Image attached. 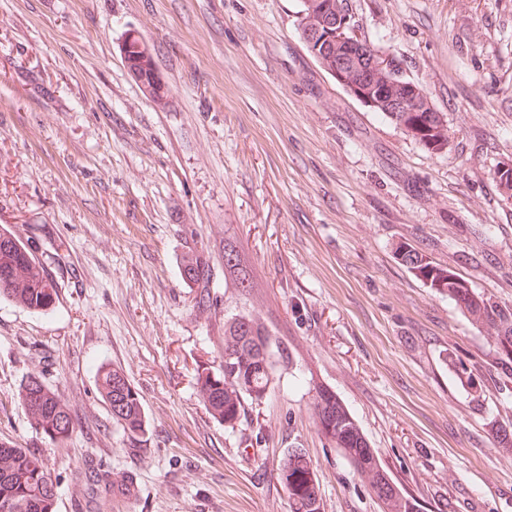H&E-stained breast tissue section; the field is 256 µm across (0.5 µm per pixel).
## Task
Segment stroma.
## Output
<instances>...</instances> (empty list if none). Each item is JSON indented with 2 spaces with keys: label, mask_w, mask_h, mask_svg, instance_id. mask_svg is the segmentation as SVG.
Returning a JSON list of instances; mask_svg holds the SVG:
<instances>
[{
  "label": "stroma",
  "mask_w": 512,
  "mask_h": 512,
  "mask_svg": "<svg viewBox=\"0 0 512 512\" xmlns=\"http://www.w3.org/2000/svg\"><path fill=\"white\" fill-rule=\"evenodd\" d=\"M347 4L358 36L443 113V152L336 85L300 37V0H0V225L57 285L45 315L0 302V439L41 452L57 512H292L279 475L292 448L321 512H383L318 434L316 386L417 512H512V362L396 257L411 245L512 307V202L494 178L512 162V0ZM131 30L167 108L127 74ZM228 241L249 287L224 273ZM197 259L204 305L181 276ZM236 314L286 359L227 428L196 374L219 370ZM105 364L139 391L145 435L98 396ZM33 375L71 407L65 442L16 399ZM90 461L112 490L81 479Z\"/></svg>",
  "instance_id": "35a3bbf8"
}]
</instances>
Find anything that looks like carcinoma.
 Segmentation results:
<instances>
[{"label":"carcinoma","mask_w":512,"mask_h":512,"mask_svg":"<svg viewBox=\"0 0 512 512\" xmlns=\"http://www.w3.org/2000/svg\"><path fill=\"white\" fill-rule=\"evenodd\" d=\"M404 126L424 147H448L452 133L441 112L382 113ZM398 259L415 278L431 291L453 298L464 314L495 331L502 352L512 360V307H503L492 297L475 291L457 273L429 261L415 249L401 248ZM224 270L240 286L250 281V271L231 242L224 243ZM183 279L208 284L207 270L198 264L183 268ZM57 298V286L30 247L15 232L0 228V301H7L33 313L50 312ZM271 334L251 315H236L224 321V356L220 373L205 368L197 377V388L206 411L226 427L241 421L244 403L267 396L279 359L272 348ZM96 387L112 418L128 435L136 437L148 429L139 393L122 368L100 366ZM17 398L31 425L53 440L63 442L76 430L72 410L64 398L36 376L20 385ZM312 407L320 434L351 466L362 472L369 467L380 471L370 486L381 503H393L399 512H414L410 503H398L399 489L370 448L356 420L336 394L318 388ZM280 475L293 512H321L316 480L310 461L301 448H293L280 464ZM57 478L34 448H19L0 441V512H57Z\"/></svg>","instance_id":"1"}]
</instances>
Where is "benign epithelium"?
<instances>
[{
	"label": "benign epithelium",
	"mask_w": 512,
	"mask_h": 512,
	"mask_svg": "<svg viewBox=\"0 0 512 512\" xmlns=\"http://www.w3.org/2000/svg\"><path fill=\"white\" fill-rule=\"evenodd\" d=\"M312 8L317 14L316 23L302 28V41L317 61L331 62L327 72L347 94L375 112L435 111L420 84L405 78L383 53L353 33L349 15L331 9L325 0H313ZM125 66L132 81L144 92L152 87L167 88L156 67L146 72L141 61L133 58L126 59ZM377 71H387L392 81H401V96L394 98L374 83L372 75Z\"/></svg>",
	"instance_id": "benign-epithelium-1"
}]
</instances>
